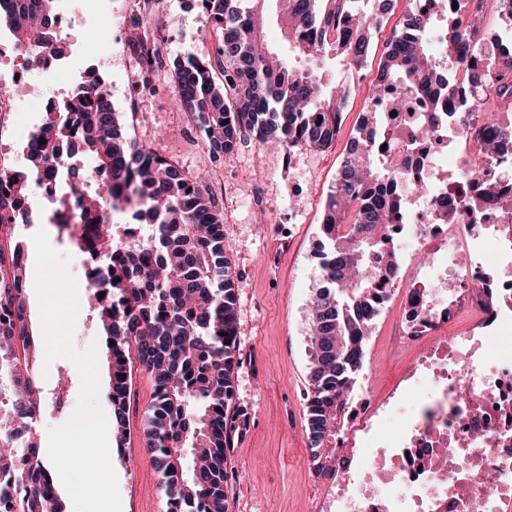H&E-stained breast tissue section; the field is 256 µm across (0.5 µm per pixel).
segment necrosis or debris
Here are the masks:
<instances>
[{
	"instance_id": "4bbe7bcc",
	"label": "necrosis or debris",
	"mask_w": 512,
	"mask_h": 512,
	"mask_svg": "<svg viewBox=\"0 0 512 512\" xmlns=\"http://www.w3.org/2000/svg\"><path fill=\"white\" fill-rule=\"evenodd\" d=\"M484 131L462 119L440 123L427 141L410 149L402 223L393 244L426 254L413 282L432 288L425 310L406 317L394 338L402 354L421 337L438 335L460 316L467 332L452 346L425 351L406 367L383 401L362 397L337 445L355 457L354 475L336 479L321 512H505L512 505V238L498 209L461 208L454 224L435 221L434 204L451 191L512 171V153L482 156ZM425 182L429 192L414 183ZM400 425L378 436L373 426L390 417ZM453 467L431 464L446 442ZM495 473L498 491L487 497L483 477Z\"/></svg>"
}]
</instances>
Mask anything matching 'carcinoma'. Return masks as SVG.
Wrapping results in <instances>:
<instances>
[{
  "label": "carcinoma",
  "mask_w": 512,
  "mask_h": 512,
  "mask_svg": "<svg viewBox=\"0 0 512 512\" xmlns=\"http://www.w3.org/2000/svg\"><path fill=\"white\" fill-rule=\"evenodd\" d=\"M505 22L489 37L475 25L486 3ZM394 0H204L214 23V42L205 55L189 54L173 63L169 80L178 88L174 106L189 115L216 161L254 137L267 148L290 152L298 145L330 147L340 128L351 87L326 78L324 65L336 59L350 70L366 61L371 30ZM291 50L310 59L299 69L263 47L269 5ZM59 0H23L0 10L23 51L26 65L34 47L67 56L68 46L54 28ZM438 29L448 58L432 50L429 34ZM132 49L148 38L146 16H129ZM143 87L164 70L157 51L142 55ZM478 93L473 111L495 134L484 140L489 157L512 145V122L494 114L512 112V0H430L429 10L410 7L402 27L387 43L372 82L369 105L323 204L318 258L321 287L309 303L312 339L307 427L316 472H335L336 436L357 385L364 343L384 297L380 275L393 274L395 252L379 256L389 242V224L403 212L399 181L405 170L391 169L380 147L395 148L428 133L444 111L443 97ZM96 159L94 195L80 206L93 237L72 231L80 254L100 253L106 263L94 283L110 291L96 298L95 312L105 343L116 441L125 442L133 372L153 382L142 440L155 468L166 512H229L227 459L249 426V413L235 399L241 365L236 279L225 256L224 205L202 180L165 156L138 145L112 101L85 90L57 104L26 145L23 170L0 166V307L14 321L0 325V385L8 388L13 413L29 418L43 408L37 375L16 357H38L29 331L24 244L8 206L30 196L40 175H67L62 191L86 181L80 160L66 152L73 136ZM45 143H40V139ZM494 203L512 211V192L495 182L481 184L472 207ZM438 221L453 224L458 201L437 202ZM129 215L145 226L149 240L138 249L122 247L116 217ZM115 345H110V342ZM13 454L0 456V472L11 471L24 446L37 440L11 438ZM23 512H66L54 480V466L38 454L27 475Z\"/></svg>",
  "instance_id": "cac0c4a2"
}]
</instances>
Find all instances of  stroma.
Segmentation results:
<instances>
[{"mask_svg": "<svg viewBox=\"0 0 512 512\" xmlns=\"http://www.w3.org/2000/svg\"><path fill=\"white\" fill-rule=\"evenodd\" d=\"M408 9L395 0L372 38L368 59L354 75L329 66L336 79H350L353 90L334 144L324 150L305 145L291 154L261 150L255 140L242 142L222 163L213 162L198 145L184 113L173 110L174 85L153 75V93L140 90L143 74L136 64L109 61L112 103L127 123L130 137L171 158L201 177L224 205L226 257L237 277V316L243 364L236 399L248 408L246 435L228 459L236 479L229 499L233 512H315L324 489L309 457L306 431L311 348L308 304L320 286L314 256L320 234L321 207L333 184L367 107L371 83L378 73L385 42ZM150 20L165 36L164 53L175 60L205 51L204 32L213 20L202 0H157ZM8 134L14 142L9 164L24 167L30 132L41 125L29 97L20 100ZM402 320L394 306L376 319L367 346L371 388L386 394L400 370L391 353ZM148 375H133L129 429L124 447H111L121 512H164L156 472L144 462L140 439L143 413L152 397Z\"/></svg>", "mask_w": 512, "mask_h": 512, "instance_id": "35a3bbf8", "label": "stroma"}]
</instances>
